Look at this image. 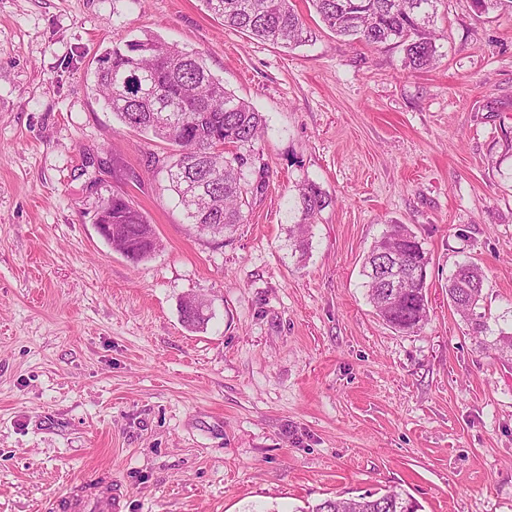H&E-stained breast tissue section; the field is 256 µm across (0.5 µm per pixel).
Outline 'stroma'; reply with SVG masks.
I'll return each mask as SVG.
<instances>
[{
  "label": "stroma",
  "mask_w": 512,
  "mask_h": 512,
  "mask_svg": "<svg viewBox=\"0 0 512 512\" xmlns=\"http://www.w3.org/2000/svg\"><path fill=\"white\" fill-rule=\"evenodd\" d=\"M283 47L203 0H0V512H55L74 479L112 478L123 512H308L389 489L420 512H512V361L448 303L484 274L490 335L512 332V0H442L439 62L336 37ZM150 34L204 53L266 120L269 174L219 239L168 189L166 145L94 90L112 44ZM333 202L309 254L288 201ZM120 192L160 241L132 263L98 233ZM406 224L429 265V320L388 327L360 274ZM198 298L210 319L181 317ZM296 199L291 210L297 213L298 219L290 227V238L294 239L296 249L304 257L309 248V235L318 214L328 207L332 199L313 181H304L297 185Z\"/></svg>",
  "instance_id": "1"
}]
</instances>
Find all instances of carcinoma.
<instances>
[{
	"label": "carcinoma",
	"mask_w": 512,
	"mask_h": 512,
	"mask_svg": "<svg viewBox=\"0 0 512 512\" xmlns=\"http://www.w3.org/2000/svg\"><path fill=\"white\" fill-rule=\"evenodd\" d=\"M224 21L273 44L297 45L311 35L292 0H203ZM321 22L336 35L366 46L402 47L404 68L418 71L439 60L436 41L440 0H309ZM95 90L125 127L167 144L174 161L169 189L194 225L222 224L224 230L245 223L248 194L265 186L267 170L251 150L266 128L262 114L213 76L200 52H186L158 38L146 37L115 45L100 59ZM228 145L250 147L225 155ZM332 199L313 181L297 185L291 210L298 214L290 227L296 249L306 255L318 214ZM100 222L112 225V242L126 243L144 260L151 256L155 230L125 196L112 194ZM391 254L409 268L426 261L417 236L406 224H391L364 259L362 276L367 298L377 315L399 332L420 329L429 317L427 284L416 282L398 305L384 297L383 285L368 275ZM448 301L472 334L488 333L482 300L483 272L463 263L448 277ZM489 347L512 358V333L499 332ZM409 495L389 490L351 498H326L309 512H419Z\"/></svg>",
	"instance_id": "cac0c4a2"
}]
</instances>
